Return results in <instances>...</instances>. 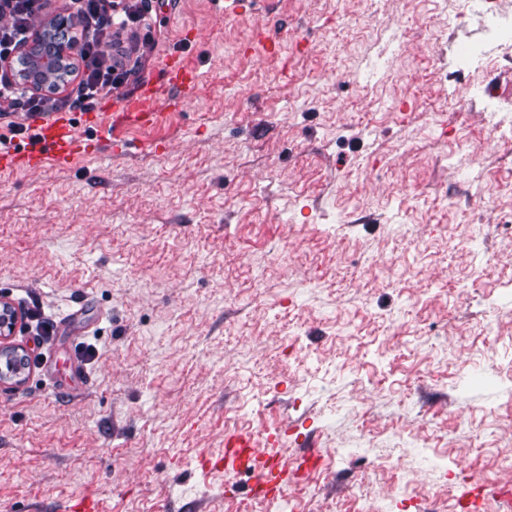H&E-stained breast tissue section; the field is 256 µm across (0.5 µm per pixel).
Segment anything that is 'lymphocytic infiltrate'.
<instances>
[{"label":"lymphocytic infiltrate","mask_w":512,"mask_h":512,"mask_svg":"<svg viewBox=\"0 0 512 512\" xmlns=\"http://www.w3.org/2000/svg\"><path fill=\"white\" fill-rule=\"evenodd\" d=\"M71 17L78 30L77 56L82 64L75 98L50 101L38 88L20 87L16 75L0 73V115L8 117L6 133H0V145L10 137L25 134L26 123L17 122V115L28 120L49 109H93L100 97L110 90L127 84L137 68L147 61L145 46L151 41V26L143 7V0H113L111 9H104L101 0H69ZM40 0H0V14H9L12 25L0 29V62L15 60L28 45L29 19L40 9ZM66 30L56 31V39L73 35ZM115 48L111 56H104L102 43Z\"/></svg>","instance_id":"1"}]
</instances>
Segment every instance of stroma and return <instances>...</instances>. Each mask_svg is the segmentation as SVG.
I'll use <instances>...</instances> for the list:
<instances>
[{"instance_id": "1", "label": "stroma", "mask_w": 512, "mask_h": 512, "mask_svg": "<svg viewBox=\"0 0 512 512\" xmlns=\"http://www.w3.org/2000/svg\"><path fill=\"white\" fill-rule=\"evenodd\" d=\"M243 2L144 0L149 65L70 114L87 153L0 171V351L31 359L0 380V512H503L512 0ZM174 53L200 83L115 147ZM234 431L301 478L206 467ZM157 90L148 81L139 93L116 102L112 109V141L116 146L121 143L117 131L128 125L138 124L149 126L155 123L160 112H157Z\"/></svg>"}]
</instances>
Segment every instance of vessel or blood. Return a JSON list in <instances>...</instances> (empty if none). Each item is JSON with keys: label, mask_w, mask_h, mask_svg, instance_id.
<instances>
[{"label": "vessel or blood", "mask_w": 512, "mask_h": 512, "mask_svg": "<svg viewBox=\"0 0 512 512\" xmlns=\"http://www.w3.org/2000/svg\"><path fill=\"white\" fill-rule=\"evenodd\" d=\"M164 83L174 91L168 105L177 109L182 96L200 81V74L180 55L169 56L161 71ZM157 91L145 84L134 96L116 102L112 109V127L120 129L129 124L149 126L155 123ZM87 147L79 140L69 120L57 118L42 124L37 141L26 148L0 152L1 170H24L43 167L45 163L66 164ZM224 471L250 474L256 485L269 486L271 492L285 493L296 474L284 462L277 441L266 448L256 449L251 434L238 432L227 437L224 454L219 460Z\"/></svg>", "instance_id": "vessel-or-blood-1"}]
</instances>
